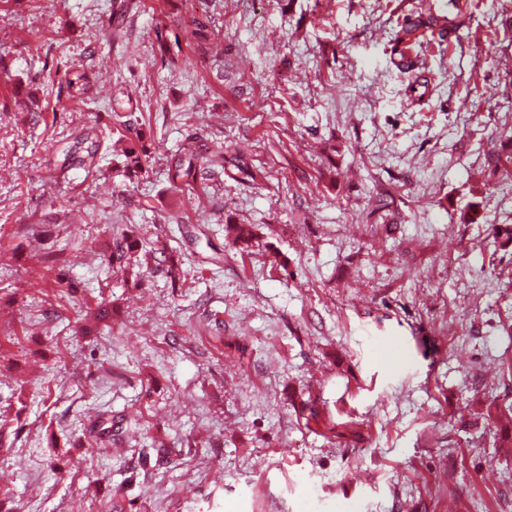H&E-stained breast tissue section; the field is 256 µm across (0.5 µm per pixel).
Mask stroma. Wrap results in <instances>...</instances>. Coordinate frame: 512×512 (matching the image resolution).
<instances>
[{
	"label": "stroma",
	"instance_id": "stroma-1",
	"mask_svg": "<svg viewBox=\"0 0 512 512\" xmlns=\"http://www.w3.org/2000/svg\"><path fill=\"white\" fill-rule=\"evenodd\" d=\"M409 2L0 0V512H512V0L421 46L417 105ZM193 14L210 46L170 66ZM87 129L90 173L64 165ZM188 137L231 160L192 192L167 179ZM122 156L123 171L129 177L139 178V176L148 173L149 152L143 144L132 143L127 145L122 151ZM138 247V238L135 231L129 228L126 232H122L119 236L112 238V245L107 252L103 254V260L116 268H122L123 260Z\"/></svg>",
	"mask_w": 512,
	"mask_h": 512
}]
</instances>
